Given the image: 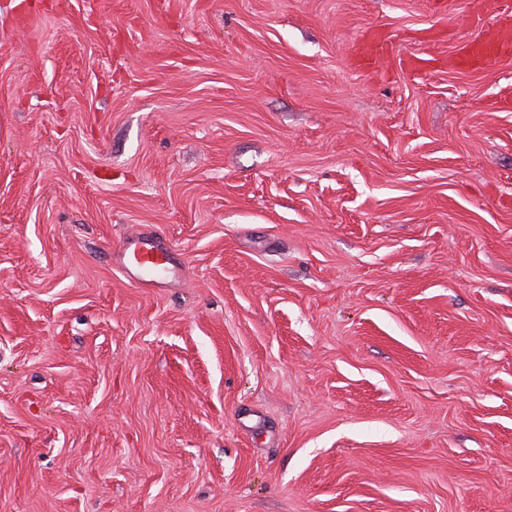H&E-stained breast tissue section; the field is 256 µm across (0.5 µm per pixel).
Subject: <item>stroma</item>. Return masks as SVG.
<instances>
[{
    "label": "stroma",
    "mask_w": 512,
    "mask_h": 512,
    "mask_svg": "<svg viewBox=\"0 0 512 512\" xmlns=\"http://www.w3.org/2000/svg\"><path fill=\"white\" fill-rule=\"evenodd\" d=\"M469 16L0 0V512H512V56L449 67ZM117 256L119 257L118 264L122 268H127L126 258H132L145 274L151 276L149 281L163 277L168 271L167 254L156 248L148 238L128 239Z\"/></svg>",
    "instance_id": "stroma-1"
}]
</instances>
